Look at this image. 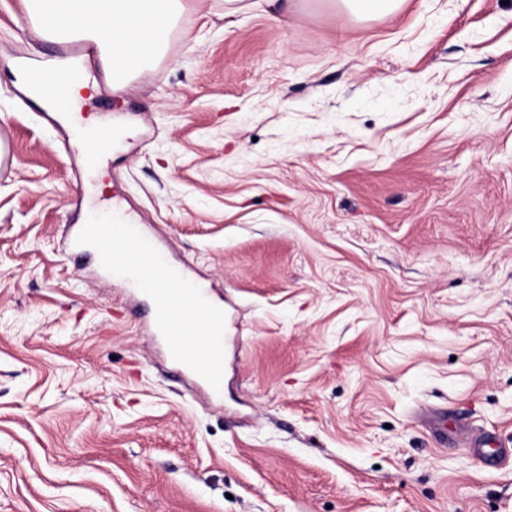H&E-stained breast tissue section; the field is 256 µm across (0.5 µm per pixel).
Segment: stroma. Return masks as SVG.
<instances>
[{"label":"stroma","instance_id":"35a3bbf8","mask_svg":"<svg viewBox=\"0 0 512 512\" xmlns=\"http://www.w3.org/2000/svg\"><path fill=\"white\" fill-rule=\"evenodd\" d=\"M0 0V512H512V0H185L85 114L100 175L13 68ZM224 308V386L77 268L92 187ZM342 7L359 18L390 15L396 12L402 0H339Z\"/></svg>","mask_w":512,"mask_h":512}]
</instances>
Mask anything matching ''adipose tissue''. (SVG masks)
<instances>
[{
  "mask_svg": "<svg viewBox=\"0 0 512 512\" xmlns=\"http://www.w3.org/2000/svg\"><path fill=\"white\" fill-rule=\"evenodd\" d=\"M32 38L57 42L78 38L92 47L102 71L91 75L85 61L26 60L16 67L24 93L66 123L100 129L82 117L83 90L106 81L125 88L161 55L183 8V0H22Z\"/></svg>",
  "mask_w": 512,
  "mask_h": 512,
  "instance_id": "adipose-tissue-1",
  "label": "adipose tissue"
}]
</instances>
